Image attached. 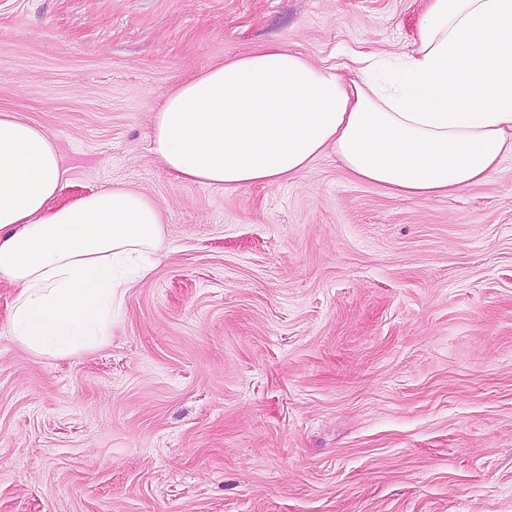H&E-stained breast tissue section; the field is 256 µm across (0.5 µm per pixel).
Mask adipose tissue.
I'll return each mask as SVG.
<instances>
[{
  "label": "adipose tissue",
  "mask_w": 512,
  "mask_h": 512,
  "mask_svg": "<svg viewBox=\"0 0 512 512\" xmlns=\"http://www.w3.org/2000/svg\"><path fill=\"white\" fill-rule=\"evenodd\" d=\"M345 78L279 46L217 65L155 112L178 179L276 184L333 151L357 180L424 199L484 183L512 153V0H427L411 55ZM67 171L38 125L0 113V279L10 333L38 355L107 335L122 286L164 246L157 204L116 186L52 209Z\"/></svg>",
  "instance_id": "obj_1"
}]
</instances>
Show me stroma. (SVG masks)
<instances>
[{
    "instance_id": "35a3bbf8",
    "label": "stroma",
    "mask_w": 512,
    "mask_h": 512,
    "mask_svg": "<svg viewBox=\"0 0 512 512\" xmlns=\"http://www.w3.org/2000/svg\"><path fill=\"white\" fill-rule=\"evenodd\" d=\"M422 0H0V111L55 141L51 207L115 185L166 244L105 340L40 356L0 280V512H512V154L407 199L336 154L177 180L153 115L270 45L409 54Z\"/></svg>"
}]
</instances>
